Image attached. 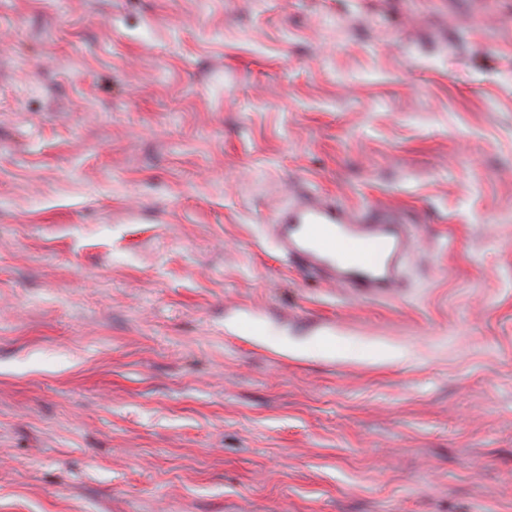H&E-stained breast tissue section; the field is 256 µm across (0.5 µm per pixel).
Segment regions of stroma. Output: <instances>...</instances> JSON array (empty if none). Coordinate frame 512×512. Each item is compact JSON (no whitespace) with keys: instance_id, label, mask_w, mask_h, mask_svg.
<instances>
[{"instance_id":"35a3bbf8","label":"stroma","mask_w":512,"mask_h":512,"mask_svg":"<svg viewBox=\"0 0 512 512\" xmlns=\"http://www.w3.org/2000/svg\"><path fill=\"white\" fill-rule=\"evenodd\" d=\"M0 512H512V0H0ZM268 226L277 249L306 274L323 272L331 282L375 299L391 297L405 285L410 225L384 209L357 213L325 195L288 205Z\"/></svg>"}]
</instances>
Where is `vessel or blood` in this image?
I'll return each instance as SVG.
<instances>
[{
    "label": "vessel or blood",
    "mask_w": 512,
    "mask_h": 512,
    "mask_svg": "<svg viewBox=\"0 0 512 512\" xmlns=\"http://www.w3.org/2000/svg\"><path fill=\"white\" fill-rule=\"evenodd\" d=\"M271 237L303 272L328 279L370 298H388L405 285L402 267L411 249L408 225L388 211L358 213L333 196L281 209Z\"/></svg>",
    "instance_id": "1"
}]
</instances>
